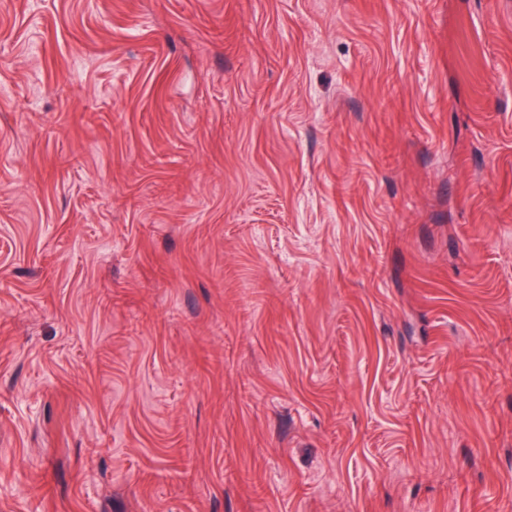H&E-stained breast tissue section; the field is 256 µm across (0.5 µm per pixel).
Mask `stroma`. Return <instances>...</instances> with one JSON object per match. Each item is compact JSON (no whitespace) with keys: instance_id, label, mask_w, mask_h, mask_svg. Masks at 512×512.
Here are the masks:
<instances>
[{"instance_id":"1","label":"stroma","mask_w":512,"mask_h":512,"mask_svg":"<svg viewBox=\"0 0 512 512\" xmlns=\"http://www.w3.org/2000/svg\"><path fill=\"white\" fill-rule=\"evenodd\" d=\"M0 512H512V0H0Z\"/></svg>"}]
</instances>
